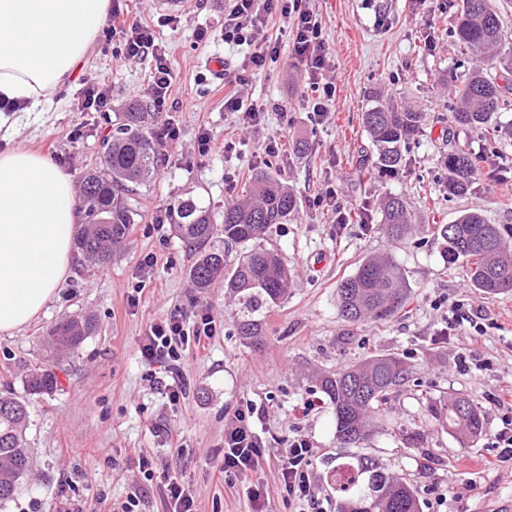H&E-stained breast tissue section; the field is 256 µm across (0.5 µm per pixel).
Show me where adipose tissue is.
Masks as SVG:
<instances>
[{"instance_id":"obj_1","label":"adipose tissue","mask_w":512,"mask_h":512,"mask_svg":"<svg viewBox=\"0 0 512 512\" xmlns=\"http://www.w3.org/2000/svg\"><path fill=\"white\" fill-rule=\"evenodd\" d=\"M110 0H0V98L26 111L84 64ZM77 196L49 158L0 152V334L38 318L70 268Z\"/></svg>"}]
</instances>
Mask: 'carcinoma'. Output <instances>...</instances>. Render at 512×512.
I'll list each match as a JSON object with an SVG mask.
<instances>
[{
  "instance_id": "carcinoma-1",
  "label": "carcinoma",
  "mask_w": 512,
  "mask_h": 512,
  "mask_svg": "<svg viewBox=\"0 0 512 512\" xmlns=\"http://www.w3.org/2000/svg\"><path fill=\"white\" fill-rule=\"evenodd\" d=\"M455 14L452 37L476 58L498 64L512 73V53H505L507 37L501 10L495 0H461ZM459 103L450 112L451 122L461 128L492 127L496 114L512 110V88L476 69L458 90ZM161 113L147 111V104L135 101L120 113L119 122L102 140L106 163L88 170L82 179L80 213L74 238L78 271L106 267L112 251L123 242L138 208L128 195L150 183L158 173L159 154L152 129ZM375 148V167L390 174L401 166L402 146L421 132L426 113L395 102L375 101L361 116ZM448 195L468 192L480 173L474 153L466 149L448 151ZM298 211L295 194L279 179L259 172L249 181L243 200L224 204V220L218 225L209 210L192 199L174 200L167 217L185 241L194 247L195 261L189 275L195 288L204 291L221 279L225 293L235 305L238 335L254 343L264 335L265 313L285 297L292 282L291 269L268 243V229L284 224ZM410 226L407 203L399 195H388L381 203L378 230L392 247L401 245ZM224 234V246L236 247L234 260L210 247L212 238ZM444 240L448 261L466 262L472 285L486 295L512 291V241L500 229L485 221L479 212L461 214L451 224L437 225ZM405 275L392 253L363 259L356 272L338 287L337 308L349 324L373 319L389 322L409 300ZM97 328L92 315L64 317L47 332L50 352L70 354ZM410 366L394 354L376 355L321 376L320 390L329 398L336 415V441L342 448L359 446L370 435L372 416H387L391 391L409 382ZM25 395L11 388L0 389V504L14 498L26 484L31 471L26 446L29 397L50 394L58 387L53 367L26 375ZM436 414L448 430L469 443L484 432L482 410L468 398L448 394V401ZM346 474L339 485L344 493L336 512H421L420 501L410 480L387 474L371 457L356 463H340L336 476Z\"/></svg>"
}]
</instances>
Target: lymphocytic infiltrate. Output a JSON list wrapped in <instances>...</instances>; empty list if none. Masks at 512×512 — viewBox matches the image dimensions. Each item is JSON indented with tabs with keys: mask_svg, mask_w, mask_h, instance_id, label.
<instances>
[{
	"mask_svg": "<svg viewBox=\"0 0 512 512\" xmlns=\"http://www.w3.org/2000/svg\"><path fill=\"white\" fill-rule=\"evenodd\" d=\"M280 13L292 21L291 53L309 75L310 86L316 94L315 110L325 111L335 96V88L323 79L326 65L325 32L322 23L312 12L303 7L302 0H234L230 13L224 19V41L228 44L253 45L252 63L262 69L265 63L280 53L278 44L265 35L270 15ZM107 37H120L123 53L127 59L136 60L152 55L155 67L151 73L149 87L155 111H165L170 98L169 90L173 75L164 62L161 49L155 42L149 26L132 23L115 25L107 22L103 28ZM216 333V321L210 313H197L186 317L174 311L164 320L149 326L138 340L142 358L163 366L166 372L177 373L179 362L190 344H201ZM256 409L245 404L237 408L224 424V463L220 469L227 487H235L241 477L250 482L243 493L250 512H265L267 491L265 486L252 480V473L263 467L260 442L254 431L253 418ZM314 456V448L304 435L292 438L285 449L280 469V484L290 501L306 512H324L315 495L308 468Z\"/></svg>",
	"mask_w": 512,
	"mask_h": 512,
	"instance_id": "obj_1",
	"label": "lymphocytic infiltrate"
}]
</instances>
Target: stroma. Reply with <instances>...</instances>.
I'll return each instance as SVG.
<instances>
[{"label":"stroma","instance_id":"obj_1","mask_svg":"<svg viewBox=\"0 0 512 512\" xmlns=\"http://www.w3.org/2000/svg\"><path fill=\"white\" fill-rule=\"evenodd\" d=\"M460 0H306L326 32L325 76L335 97L325 113L313 112L308 75L287 49L289 20L273 15L265 30L281 52L254 72L252 46L224 43V18L233 0H186L178 11L156 0H111L130 23L149 25L165 50L173 75V107L164 121L179 130L160 144L163 159L151 183L139 187L141 216L112 262L88 275L76 273L30 325L0 334V386L22 391L30 370L46 365V330L66 316H95L98 327L80 348L64 357L57 391L31 397L27 439L32 470L27 486L0 512H101L125 501L132 487L147 486L143 512H163L160 488L174 477L196 494L200 512H248L246 500L228 490L218 475L224 461V421L248 401L260 413L264 467L258 478L267 489L268 512H297L278 480L279 460L289 438L302 433L316 455L311 481L328 512L339 498L336 484V418L318 389L320 376L375 354L392 353L410 366L411 380L389 397L392 412L373 420L360 451L386 472L410 479L422 512H512V460L495 471L479 463L495 458V436L503 409L492 398L512 384V293L488 297L473 288L464 263H449L434 225L452 223L462 211L477 210L503 234L512 233V112L499 113L494 136L450 131L454 89L478 63L453 43L451 21ZM224 59V79L245 76V104L262 107L257 126L242 128L224 109V80L213 78L209 57ZM152 56L126 60L119 39L98 37L76 79L33 112H0V151L34 149L57 163L73 184L98 162L104 135L134 100H148ZM105 83L108 112H81L77 92ZM391 99L426 113L419 138L403 152L393 174L359 166L373 147L362 112L376 99ZM208 129L229 151L201 154L197 137ZM305 139L307 150L292 145ZM281 150L271 155L270 142ZM482 156V172L463 196H449L445 158L454 145ZM265 170L296 195L299 209L284 224L272 225L269 241L294 272L287 296L266 317L265 334L253 343L238 336L232 300L223 282L207 291L189 277L193 249L174 225L156 226L172 199H193L224 218V205L241 198L252 174ZM335 189L348 216L335 222L316 197ZM405 196L412 233L391 248L376 229L379 201ZM368 214L361 224L360 214ZM393 252L405 273L411 297L393 320L351 326L338 316L339 284L362 258ZM158 262L142 273L145 257ZM141 288L138 305L127 297ZM464 302L484 317L482 335L461 327L449 338L450 308ZM210 312L219 331L204 347L186 351L181 373L185 398L170 403L157 365L143 360L138 338L173 311ZM481 406L486 427L472 445L449 432L432 412L449 393ZM307 415L294 408L305 399ZM153 463L146 480L140 459Z\"/></svg>","mask_w":512,"mask_h":512}]
</instances>
